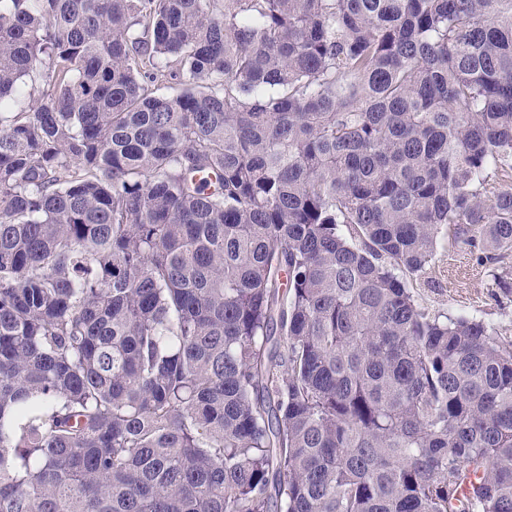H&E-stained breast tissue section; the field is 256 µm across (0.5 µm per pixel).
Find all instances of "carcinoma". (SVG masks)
<instances>
[{
	"label": "carcinoma",
	"mask_w": 512,
	"mask_h": 512,
	"mask_svg": "<svg viewBox=\"0 0 512 512\" xmlns=\"http://www.w3.org/2000/svg\"><path fill=\"white\" fill-rule=\"evenodd\" d=\"M500 174L512 0H0V512H512ZM445 255L439 269L412 284L421 304L432 314L453 316L478 310L499 334L512 336V294L498 291L491 295V288H487L488 271L493 268L512 277V255L483 267L477 265L478 253L466 245L450 249ZM428 276L435 281L427 284Z\"/></svg>",
	"instance_id": "carcinoma-1"
}]
</instances>
